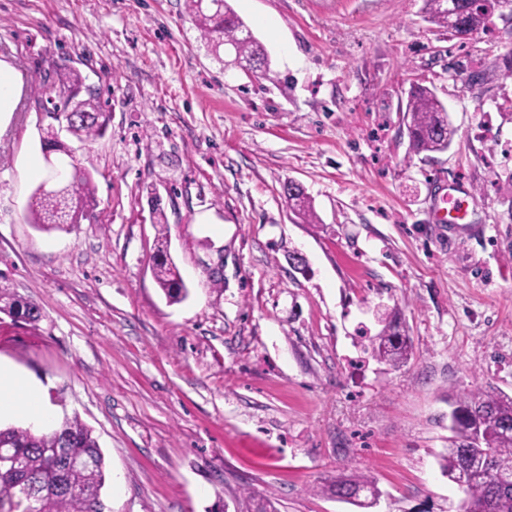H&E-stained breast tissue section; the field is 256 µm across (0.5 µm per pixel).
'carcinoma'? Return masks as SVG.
I'll list each match as a JSON object with an SVG mask.
<instances>
[{
  "label": "carcinoma",
  "mask_w": 512,
  "mask_h": 512,
  "mask_svg": "<svg viewBox=\"0 0 512 512\" xmlns=\"http://www.w3.org/2000/svg\"><path fill=\"white\" fill-rule=\"evenodd\" d=\"M448 0H425L428 20L448 27ZM189 14L200 36L214 51L229 45L240 61L268 63L264 47L234 14L227 0H189ZM500 8V0H462L460 28L480 32ZM86 78L67 65L59 68V93L41 95L35 102L53 117L80 108L72 134L92 141L104 134L105 113L99 111L96 94L80 92ZM410 148L413 153L448 149L455 130L445 106L428 87H410L405 107ZM73 201L65 195H41L31 209V223L46 229L77 224L94 202L91 175L77 167L68 172ZM293 211L309 221L316 219L309 196L300 186L288 189ZM153 275L165 295L179 301L187 294L176 266L163 249L157 250ZM0 312L21 315L30 322L41 317L39 308L8 288H0ZM382 328L369 337L371 354L394 368L410 359V338L400 329L396 312L381 319ZM451 413L460 412L455 435L443 456L442 470L463 497L459 512H512V395L497 388H476L448 399ZM0 512H101L100 492L105 483L104 455L92 430L77 416L65 419L49 433L33 427L0 428ZM322 492L367 509L380 494L373 478L353 470Z\"/></svg>",
  "instance_id": "1"
}]
</instances>
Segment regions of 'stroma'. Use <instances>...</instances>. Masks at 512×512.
<instances>
[{"mask_svg": "<svg viewBox=\"0 0 512 512\" xmlns=\"http://www.w3.org/2000/svg\"><path fill=\"white\" fill-rule=\"evenodd\" d=\"M229 4L262 76L212 53L185 0H0V60L27 86L75 67L108 115L94 142L63 137L97 202L68 231L27 221L47 171L34 101L0 132V287L42 313H0V364L53 423L92 429L102 512H361L317 491L355 468L380 491L368 512H456L448 399L512 393V14L461 40L424 0ZM415 82L448 111L446 151L410 149ZM452 185L470 204L441 223ZM162 240L178 302L152 276ZM387 308L413 343L397 369L357 338ZM286 195L288 203H290L295 213L307 218L308 221L316 219L311 200L302 187L289 188Z\"/></svg>", "mask_w": 512, "mask_h": 512, "instance_id": "obj_1", "label": "stroma"}]
</instances>
